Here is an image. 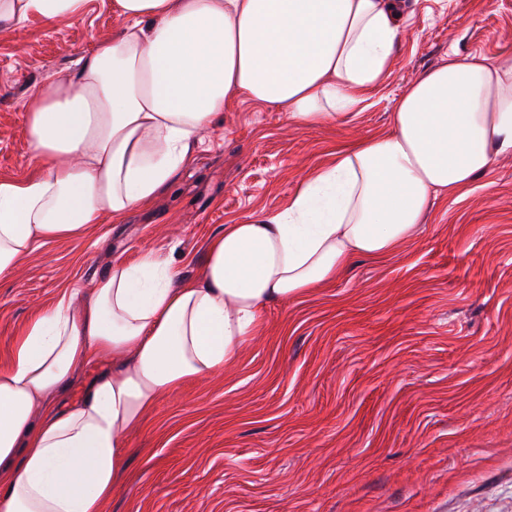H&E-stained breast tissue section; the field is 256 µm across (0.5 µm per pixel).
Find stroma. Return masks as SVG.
Masks as SVG:
<instances>
[{
	"mask_svg": "<svg viewBox=\"0 0 512 512\" xmlns=\"http://www.w3.org/2000/svg\"><path fill=\"white\" fill-rule=\"evenodd\" d=\"M120 26L112 0L0 26V179L33 168L31 89ZM505 50L512 0H405L387 76L353 117L312 128L225 105L151 205L48 242L0 280V364L36 309L114 264L161 253L198 277L225 225L286 209L338 150L388 133L407 84L449 54ZM130 446L104 512H512V153L432 199L397 252L267 303L239 358L162 397Z\"/></svg>",
	"mask_w": 512,
	"mask_h": 512,
	"instance_id": "35a3bbf8",
	"label": "stroma"
}]
</instances>
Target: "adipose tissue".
Wrapping results in <instances>:
<instances>
[{
    "label": "adipose tissue",
    "instance_id": "obj_1",
    "mask_svg": "<svg viewBox=\"0 0 512 512\" xmlns=\"http://www.w3.org/2000/svg\"><path fill=\"white\" fill-rule=\"evenodd\" d=\"M85 0H0V25L80 18ZM112 38L25 102L36 167L0 179V280L48 242L149 205L226 103L318 127L363 110L387 74L399 0H112ZM512 153V51L450 55L407 85L389 133L350 144L288 207L225 225L200 278L147 255L83 299L33 313L0 365V512H103L162 396L232 363L268 302L360 255L396 252L437 196ZM100 372L59 406L76 375Z\"/></svg>",
    "mask_w": 512,
    "mask_h": 512
}]
</instances>
